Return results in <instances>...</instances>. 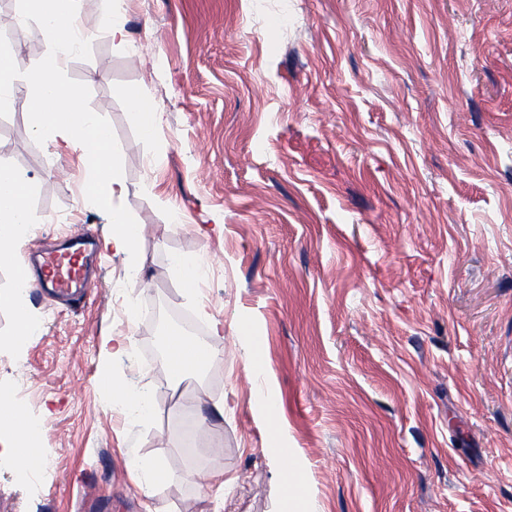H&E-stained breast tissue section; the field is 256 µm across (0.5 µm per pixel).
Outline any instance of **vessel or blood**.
Segmentation results:
<instances>
[{"mask_svg":"<svg viewBox=\"0 0 512 512\" xmlns=\"http://www.w3.org/2000/svg\"><path fill=\"white\" fill-rule=\"evenodd\" d=\"M91 245V239L80 230L59 249L36 256L34 263L40 271L39 288L49 295L81 305L96 286L88 262Z\"/></svg>","mask_w":512,"mask_h":512,"instance_id":"b4317fda","label":"vessel or blood"}]
</instances>
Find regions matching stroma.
<instances>
[{
    "instance_id": "35a3bbf8",
    "label": "stroma",
    "mask_w": 512,
    "mask_h": 512,
    "mask_svg": "<svg viewBox=\"0 0 512 512\" xmlns=\"http://www.w3.org/2000/svg\"><path fill=\"white\" fill-rule=\"evenodd\" d=\"M122 23L114 49L102 9ZM95 31L67 52L107 123L138 224L137 286L105 249L109 212L86 203L79 153L53 150L27 115L0 110V159L31 187L19 258L80 227L100 242L101 288L83 308L28 294L40 320L13 341L0 311V383L42 420L47 458L0 461V512H283L285 459L316 512H512V0H77ZM0 0V50L27 76L36 19ZM161 121L144 137L134 102ZM202 259L183 294L170 258ZM158 313L145 319L143 310ZM208 310L224 355L172 390L165 307ZM111 361L153 414H119ZM258 353L267 373L247 371ZM223 399L188 432L180 393ZM270 390L266 414L255 400ZM161 460L152 497L127 455ZM204 473L224 475L223 492Z\"/></svg>"
}]
</instances>
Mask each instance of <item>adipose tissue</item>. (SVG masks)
Here are the masks:
<instances>
[{"label":"adipose tissue","instance_id":"ef3b65f1","mask_svg":"<svg viewBox=\"0 0 512 512\" xmlns=\"http://www.w3.org/2000/svg\"><path fill=\"white\" fill-rule=\"evenodd\" d=\"M31 15L41 23L46 37L45 59L27 80H19L11 53L0 52V109H22L28 114L39 136L52 146L81 152L92 161L95 173L85 182L83 195L112 213V234L107 241L112 251L135 255L139 229L120 210L115 199L128 191L112 150L108 126L84 106L82 92L62 86L56 76L61 56L76 44L81 22L74 0H26ZM30 185L25 178L10 172L0 162V265L13 267L14 291L0 293V310H10L16 318L17 337L26 342L38 337L37 325L23 306L30 287V273L16 260V251L30 231L28 198ZM224 351V328L213 324L212 340L199 345L186 336L167 338L166 365L175 379L202 371ZM0 418L9 421L0 429V441L8 440V457L22 465L38 437L39 423L18 413L7 387L0 385Z\"/></svg>","mask_w":512,"mask_h":512}]
</instances>
